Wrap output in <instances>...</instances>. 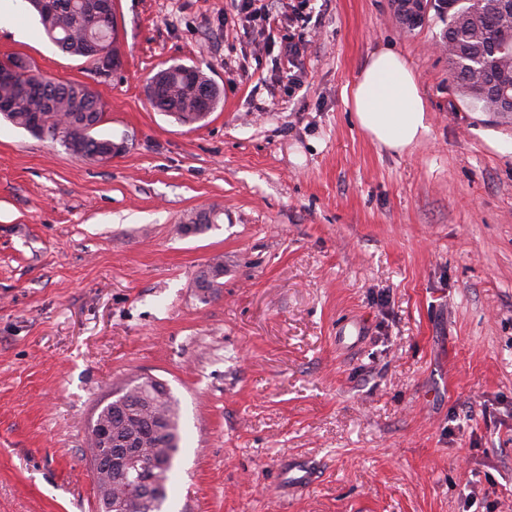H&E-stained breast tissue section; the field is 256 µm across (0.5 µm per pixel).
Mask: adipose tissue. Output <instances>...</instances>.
I'll list each match as a JSON object with an SVG mask.
<instances>
[{"label": "adipose tissue", "mask_w": 512, "mask_h": 512, "mask_svg": "<svg viewBox=\"0 0 512 512\" xmlns=\"http://www.w3.org/2000/svg\"><path fill=\"white\" fill-rule=\"evenodd\" d=\"M350 96L360 128L392 151H404L428 130L427 109L415 76L396 52L374 53Z\"/></svg>", "instance_id": "1"}]
</instances>
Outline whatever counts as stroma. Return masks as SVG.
<instances>
[{"instance_id": "1", "label": "stroma", "mask_w": 512, "mask_h": 512, "mask_svg": "<svg viewBox=\"0 0 512 512\" xmlns=\"http://www.w3.org/2000/svg\"><path fill=\"white\" fill-rule=\"evenodd\" d=\"M302 16L114 0L124 65L100 76L30 10L0 15V60L87 84L98 135L126 145L98 163L0 120V512H97L87 428L141 374L180 409L163 512H512V112L455 90L437 14ZM388 47L428 110L401 153L345 97ZM174 63L222 91L203 126L146 97ZM200 208L217 223L180 233ZM353 321L356 347L338 341ZM287 462L312 482L283 484Z\"/></svg>"}]
</instances>
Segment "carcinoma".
I'll return each instance as SVG.
<instances>
[{
    "instance_id": "obj_1",
    "label": "carcinoma",
    "mask_w": 512,
    "mask_h": 512,
    "mask_svg": "<svg viewBox=\"0 0 512 512\" xmlns=\"http://www.w3.org/2000/svg\"><path fill=\"white\" fill-rule=\"evenodd\" d=\"M54 9L39 13L45 34L65 53L86 57L88 43L109 35L112 19L99 13V0H53ZM433 8L445 16L448 29L442 41L449 50L448 68L458 89L481 112L498 108L492 91L499 83H512V64L499 55L503 42L512 38V18L492 7V0H436ZM29 88L17 90L0 84V97L11 99L0 116L37 138L61 143L86 155L102 149L109 139L94 135L103 120L104 104L86 85L59 81L47 89L42 75L29 70ZM211 88L201 99L203 85ZM146 94L154 109L181 124L192 125L221 103L222 93L203 69L172 64L148 78ZM133 407L112 417V447L122 448L130 439L144 448L155 463L158 485L166 487L180 444L179 408L170 391L142 390L131 382Z\"/></svg>"
}]
</instances>
